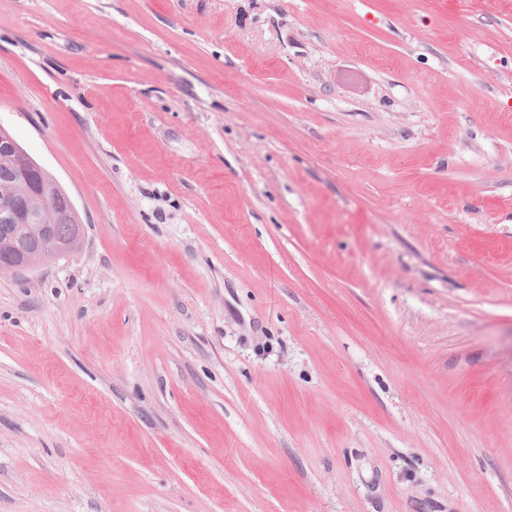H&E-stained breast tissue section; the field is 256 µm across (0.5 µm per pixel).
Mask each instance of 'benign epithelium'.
Here are the masks:
<instances>
[{
    "instance_id": "benign-epithelium-1",
    "label": "benign epithelium",
    "mask_w": 512,
    "mask_h": 512,
    "mask_svg": "<svg viewBox=\"0 0 512 512\" xmlns=\"http://www.w3.org/2000/svg\"><path fill=\"white\" fill-rule=\"evenodd\" d=\"M0 248L10 262L9 271L67 255L83 238L69 196L56 180L0 125ZM74 222V233L60 239L55 232L59 213Z\"/></svg>"
}]
</instances>
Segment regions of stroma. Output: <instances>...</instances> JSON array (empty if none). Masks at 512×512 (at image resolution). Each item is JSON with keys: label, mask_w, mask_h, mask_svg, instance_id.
Returning <instances> with one entry per match:
<instances>
[{"label": "stroma", "mask_w": 512, "mask_h": 512, "mask_svg": "<svg viewBox=\"0 0 512 512\" xmlns=\"http://www.w3.org/2000/svg\"><path fill=\"white\" fill-rule=\"evenodd\" d=\"M0 125V512H512V0H0ZM0 160L4 166L0 178V248L10 259L7 264L1 262V268H27L76 249L83 238V226L69 196L1 125ZM59 212L76 223L68 239L56 235Z\"/></svg>", "instance_id": "stroma-1"}]
</instances>
